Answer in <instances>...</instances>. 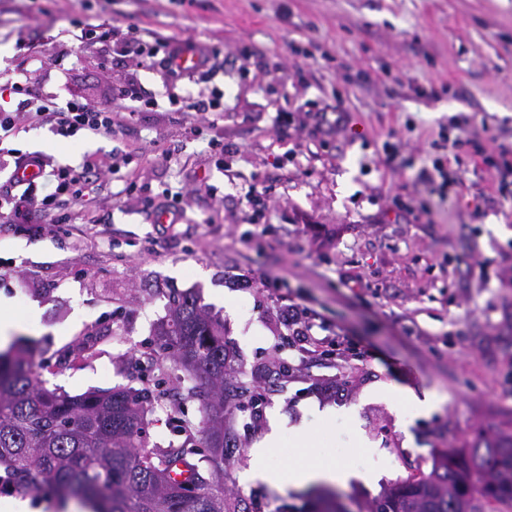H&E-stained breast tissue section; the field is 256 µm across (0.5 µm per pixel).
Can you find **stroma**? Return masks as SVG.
<instances>
[{
  "mask_svg": "<svg viewBox=\"0 0 512 512\" xmlns=\"http://www.w3.org/2000/svg\"><path fill=\"white\" fill-rule=\"evenodd\" d=\"M106 22L111 41L80 38ZM134 37L214 58L146 68ZM19 71L43 99L112 112L108 136L23 119L4 142L53 141L58 167L56 145L92 138L70 167L112 170L65 223L0 214V308L38 307L24 339L44 387L151 391L148 447L181 444L170 410L197 430L201 403L156 342L173 301L196 303L224 326L233 401L223 465L201 446L195 460L240 512H303L324 490L244 480L273 412L315 432L311 457L355 472L333 487L338 512L430 472L437 450L512 435V196L492 164L512 149V0H0L1 110L23 100ZM218 91L222 111L186 109ZM438 158L465 168L461 185L442 186ZM161 208L178 222L157 223ZM290 303L353 358L289 345ZM395 387L439 404L397 406ZM170 53L171 49L162 61V65L167 70L173 69L178 73H195L203 70L200 65V49L198 47L184 43L177 45L173 51V56L168 65V69L165 64L167 63Z\"/></svg>",
  "mask_w": 512,
  "mask_h": 512,
  "instance_id": "1",
  "label": "stroma"
}]
</instances>
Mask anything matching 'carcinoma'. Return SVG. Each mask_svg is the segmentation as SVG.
<instances>
[{
	"label": "carcinoma",
	"instance_id": "1",
	"mask_svg": "<svg viewBox=\"0 0 512 512\" xmlns=\"http://www.w3.org/2000/svg\"><path fill=\"white\" fill-rule=\"evenodd\" d=\"M157 353L190 372L201 398V441L224 463V331L200 307L170 310ZM144 397L125 389L68 395L37 380L24 350L0 352V469L17 486L52 487L103 512H232L224 490L192 463L193 439L144 445ZM378 512H512V435L480 434L391 487Z\"/></svg>",
	"mask_w": 512,
	"mask_h": 512
}]
</instances>
